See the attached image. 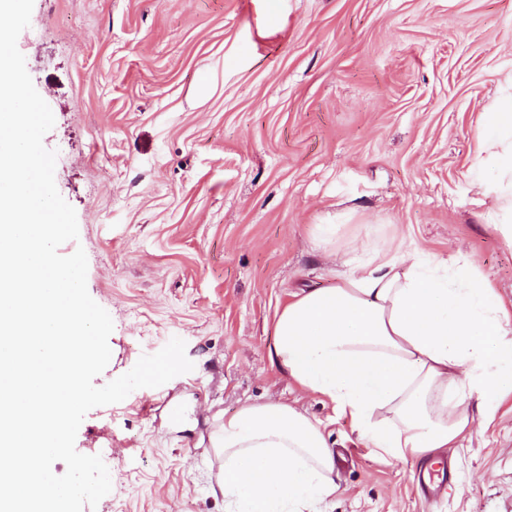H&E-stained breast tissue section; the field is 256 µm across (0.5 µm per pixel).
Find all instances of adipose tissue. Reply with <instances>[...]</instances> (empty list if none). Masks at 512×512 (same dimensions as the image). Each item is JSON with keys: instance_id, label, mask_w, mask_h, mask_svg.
I'll list each match as a JSON object with an SVG mask.
<instances>
[{"instance_id": "1", "label": "adipose tissue", "mask_w": 512, "mask_h": 512, "mask_svg": "<svg viewBox=\"0 0 512 512\" xmlns=\"http://www.w3.org/2000/svg\"><path fill=\"white\" fill-rule=\"evenodd\" d=\"M481 148L512 241V95L486 116ZM272 363L348 416L383 458L456 447L512 395V316L468 263L414 250L357 260L331 287L293 298L275 322ZM226 512H315L336 497V458L320 425L285 402L249 404L213 428Z\"/></svg>"}]
</instances>
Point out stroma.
I'll return each instance as SVG.
<instances>
[{
	"label": "stroma",
	"mask_w": 512,
	"mask_h": 512,
	"mask_svg": "<svg viewBox=\"0 0 512 512\" xmlns=\"http://www.w3.org/2000/svg\"><path fill=\"white\" fill-rule=\"evenodd\" d=\"M17 46L55 124L87 289L114 324L94 383L182 339L192 371L91 409L75 448L109 450L83 512H224L214 419L288 402L337 450L330 512H512V397L441 456L385 461L272 364L278 312L374 246L472 262L512 311V243L480 152L512 73V0H34ZM332 224L327 243L319 227Z\"/></svg>",
	"instance_id": "35a3bbf8"
}]
</instances>
